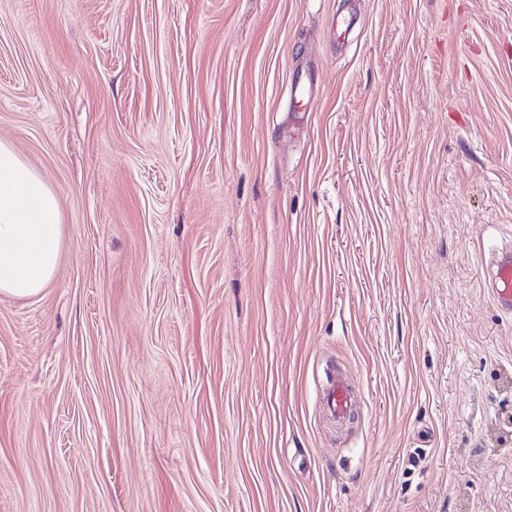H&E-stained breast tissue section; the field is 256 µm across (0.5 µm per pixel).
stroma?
Returning <instances> with one entry per match:
<instances>
[{"label":"stroma","instance_id":"obj_1","mask_svg":"<svg viewBox=\"0 0 512 512\" xmlns=\"http://www.w3.org/2000/svg\"><path fill=\"white\" fill-rule=\"evenodd\" d=\"M0 141V512H512V0H0ZM61 231L56 194L0 142V294L32 296L48 285ZM487 285L503 313L512 314V246L502 249L491 261ZM320 396L322 401L327 402L330 415L337 421L348 419L354 410L355 395L349 381L342 374L334 375Z\"/></svg>","mask_w":512,"mask_h":512}]
</instances>
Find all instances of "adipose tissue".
<instances>
[{
  "label": "adipose tissue",
  "mask_w": 512,
  "mask_h": 512,
  "mask_svg": "<svg viewBox=\"0 0 512 512\" xmlns=\"http://www.w3.org/2000/svg\"><path fill=\"white\" fill-rule=\"evenodd\" d=\"M61 231L55 193L0 142V294L32 296L48 285Z\"/></svg>",
  "instance_id": "adipose-tissue-1"
}]
</instances>
